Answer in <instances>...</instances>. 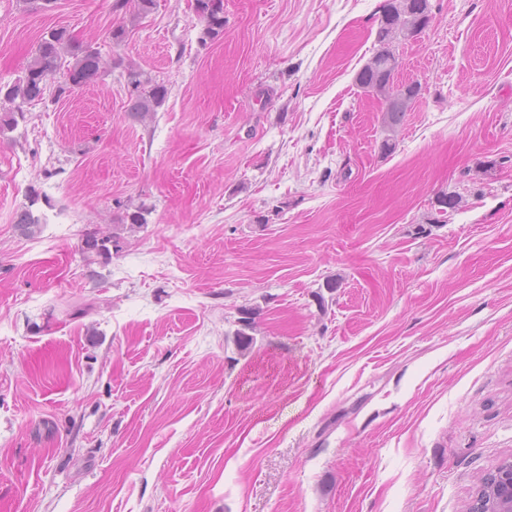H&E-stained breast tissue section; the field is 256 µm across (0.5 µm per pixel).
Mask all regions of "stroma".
Wrapping results in <instances>:
<instances>
[{"instance_id": "35a3bbf8", "label": "stroma", "mask_w": 512, "mask_h": 512, "mask_svg": "<svg viewBox=\"0 0 512 512\" xmlns=\"http://www.w3.org/2000/svg\"><path fill=\"white\" fill-rule=\"evenodd\" d=\"M194 2L117 45L116 0H0L1 83L53 28L102 66L0 136V512H470L512 460V0H429L390 136L386 0H224L206 42ZM394 1L396 0L386 1L387 3L382 8V15L377 31V41L379 42L380 49L385 40L391 36L392 31L396 30L401 23V16L394 6V3H392ZM379 50L372 60L360 71L357 79L358 83L363 87L377 91L384 97L387 102L384 123L388 129L393 130L403 121L404 112L407 107L403 106L404 102L402 100L394 97L389 92L388 84L391 79V70L386 69L376 62V58L380 53ZM127 73L128 84L133 88L127 112L131 117L144 121L147 117H151L156 112V108L163 103L167 88L164 85L151 84L147 79L143 80L142 73L136 69H130ZM30 204L22 207L16 211L14 216L15 227L25 235H30L35 232V229L44 224L42 216L36 214L32 207L39 201V194L36 190H31L29 196ZM119 237L112 234H103L102 236H98L96 234L86 235L84 239V252L95 255L96 257H100L102 259H109L112 256L110 245H114L115 250H117Z\"/></svg>"}]
</instances>
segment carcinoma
Masks as SVG:
<instances>
[{"label": "carcinoma", "mask_w": 512, "mask_h": 512, "mask_svg": "<svg viewBox=\"0 0 512 512\" xmlns=\"http://www.w3.org/2000/svg\"><path fill=\"white\" fill-rule=\"evenodd\" d=\"M407 11L400 16L394 0H387L377 31V41L384 43L393 30L402 28L403 36H417L429 25L428 0H405ZM134 7L129 22H120L111 33L112 41L122 43L137 21L149 15L155 9V0H133ZM195 14L203 25L206 37L216 38L224 32V0H195ZM62 75L63 84L58 86V95L72 93L87 86L100 76V54L89 45L74 40L63 29L48 31L38 43L27 63L24 73L16 81L0 83V134L17 126V116L24 115L22 107L43 99L45 83ZM391 71L371 60L358 74V83L363 87L379 92L387 102L384 123L394 129L404 118L406 107L403 101L389 92ZM128 84L132 93L127 105L131 117L141 121L152 116L156 108L166 98L167 88L152 84L142 78L136 69L128 70ZM30 205L16 211L15 227L23 234L30 235L43 223L42 216L35 213L32 206L39 201V194L31 190ZM118 236L89 234L84 239V252L102 259L112 256L110 246L116 244Z\"/></svg>", "instance_id": "1"}]
</instances>
